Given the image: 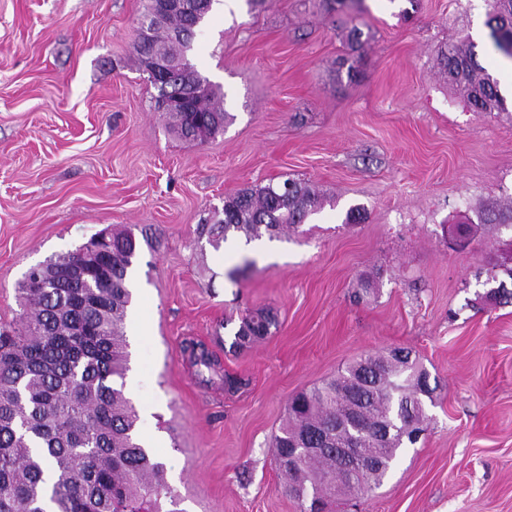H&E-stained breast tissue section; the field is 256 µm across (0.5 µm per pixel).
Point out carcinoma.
<instances>
[{"label": "carcinoma", "instance_id": "1", "mask_svg": "<svg viewBox=\"0 0 512 512\" xmlns=\"http://www.w3.org/2000/svg\"><path fill=\"white\" fill-rule=\"evenodd\" d=\"M213 0H200L195 15L173 12L156 22L151 0H143L147 33L132 48L138 61L161 54L186 65L161 83L164 87L201 75L187 62L195 29ZM486 26L493 46L512 58V0H490ZM448 83L467 90L475 112H504L506 99L498 80L479 61L474 44L451 45L441 54ZM212 87L189 93L184 111L168 113L179 138L204 141L224 132L228 113ZM288 195L277 187L244 188L224 202L218 235L233 232L247 241L274 237L303 224L321 208L317 192L306 182L286 180ZM483 224H511L512 206L481 213ZM112 246L91 255L75 252L42 263L41 276L51 288H18L23 315L14 327H0V512H179L166 467L137 439V416L124 393L128 364L125 319L131 302L129 273L140 245L130 229L111 233ZM89 275L78 282V266ZM275 325L271 312L246 315L235 343L260 339ZM372 374V385L361 373ZM428 373L411 360L382 352L350 363L338 376L290 399L286 423L275 436V463L285 488L301 512H308L296 487L327 507L336 497L365 493L381 484L397 451L416 443L427 420L425 399L432 397ZM386 428L378 439L377 427ZM372 448L377 457L358 486L340 481L332 449L350 440ZM321 448L299 457L288 468V449Z\"/></svg>", "mask_w": 512, "mask_h": 512}]
</instances>
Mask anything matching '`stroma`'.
<instances>
[{
	"label": "stroma",
	"instance_id": "35a3bbf8",
	"mask_svg": "<svg viewBox=\"0 0 512 512\" xmlns=\"http://www.w3.org/2000/svg\"><path fill=\"white\" fill-rule=\"evenodd\" d=\"M488 9L233 0L190 54L231 116L199 143L171 133L132 52L142 0H0V324L19 320L30 268L106 229L152 236L134 266L126 393L181 512H300L272 447L289 398L395 348L438 383L428 429L379 489L330 512H512V304L483 299L512 225L478 220L512 203V111H472L438 64L472 41L512 77L474 34ZM288 178L323 199L306 224L258 247L213 243L225 199ZM357 205L365 222L345 223ZM259 309L276 327L236 347ZM195 349L215 371L199 373Z\"/></svg>",
	"mask_w": 512,
	"mask_h": 512
}]
</instances>
